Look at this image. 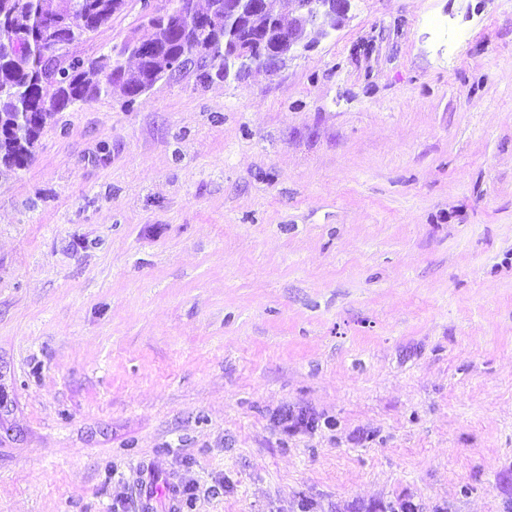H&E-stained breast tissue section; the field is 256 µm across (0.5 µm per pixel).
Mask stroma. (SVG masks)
I'll use <instances>...</instances> for the list:
<instances>
[{
    "mask_svg": "<svg viewBox=\"0 0 512 512\" xmlns=\"http://www.w3.org/2000/svg\"><path fill=\"white\" fill-rule=\"evenodd\" d=\"M145 497L512 512V0H350L274 73L75 104L0 175V512Z\"/></svg>",
    "mask_w": 512,
    "mask_h": 512,
    "instance_id": "obj_1",
    "label": "stroma"
}]
</instances>
